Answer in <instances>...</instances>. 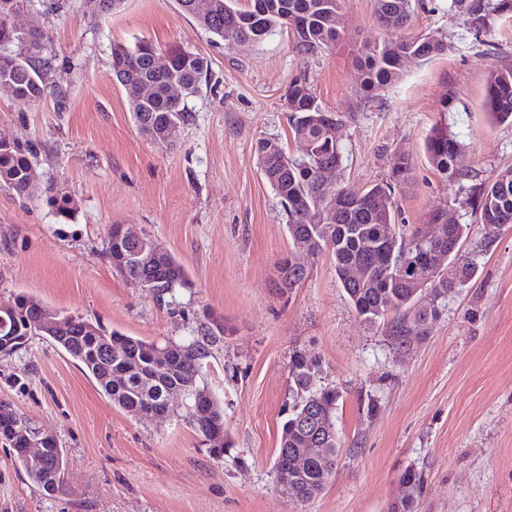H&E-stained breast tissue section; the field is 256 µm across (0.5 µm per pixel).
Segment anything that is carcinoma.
Segmentation results:
<instances>
[{
  "label": "carcinoma",
  "mask_w": 512,
  "mask_h": 512,
  "mask_svg": "<svg viewBox=\"0 0 512 512\" xmlns=\"http://www.w3.org/2000/svg\"><path fill=\"white\" fill-rule=\"evenodd\" d=\"M32 0H0V86L15 99L36 101L48 92L46 76L49 59L43 56L44 35L37 31L21 32L14 28L10 13L19 3ZM250 0L245 8L237 0H213L212 14L203 23L205 30L232 49V43L245 38L260 43L273 32L285 29L292 34V48L301 54L324 50L341 39L340 26L333 15L339 14L342 0ZM468 16V33L478 41L487 32L491 19L512 17V0H453ZM380 26L407 28L412 18L411 0H375ZM448 45L436 33L403 37L364 46L356 57L361 72V91L373 97L398 80L405 60H428L447 51ZM155 45L140 40L132 47L116 45L112 49V75L123 88L137 127L154 136L167 127L184 124L189 119L184 105L171 99L168 88L174 81L186 89V97L198 94L209 83L210 71L205 57L194 52L167 51L168 66L153 64ZM152 87V94L137 101L139 86ZM291 104L289 124L294 137L317 141V151L291 157L283 147L271 150L268 140L261 139L255 151L263 175L279 198L287 217L288 233L293 241L308 244L315 254L332 255L336 276L356 312L368 322L382 321L388 346L395 352L411 347L426 335L427 328L439 318L440 309L463 282L472 278V263L460 262L461 241L469 232L466 224L442 225L441 234L426 241L420 237L419 225H396L392 195L394 186L409 178L412 170L408 154L394 155L390 182L376 184L369 190L354 192L341 182L342 150L339 142L321 137L322 127L339 115L329 112L318 102L304 79L291 82L285 93ZM490 115L498 122H512V68L491 72L488 83ZM461 143L437 124L425 141V151L432 167L445 179L459 182L466 174L455 168L454 160ZM33 149L0 138V182L16 194L31 190L29 170ZM336 169L331 191L317 182L316 170L323 166ZM470 205L479 223L496 232L512 224V168L499 172L474 192ZM121 245L112 255V267L139 288L150 290L158 299L187 282L185 267L169 252L144 265L135 259L139 245L135 241L115 240ZM448 253V270L437 272L423 257ZM417 260L419 288L404 268V261ZM364 269L360 280L349 277L352 267ZM41 301L24 293L0 307V341L9 337L13 344L0 353L9 355L24 347L37 334L34 322ZM56 344L83 365L101 391L124 411L135 412L150 407L168 415L171 407L162 401L168 391H181L190 400L189 412L194 427L208 440H224V410L215 397L201 386L204 353L195 343L166 341L159 343L119 331H105L93 324L83 331H71ZM168 351L165 368L158 369L156 352ZM289 378L292 402L282 425L276 465L293 468L299 449L319 441L323 457L311 460L302 470L293 472V491L289 497L305 503L317 496L331 479L338 461L340 441L336 429L335 389L319 384L315 361L301 353L290 360ZM8 441L15 463L31 482L47 494L66 491L64 473L66 455L56 438L47 442L46 466H58L56 481H51L29 464L22 437L0 432ZM402 484L422 492V472L405 469Z\"/></svg>",
  "instance_id": "carcinoma-1"
}]
</instances>
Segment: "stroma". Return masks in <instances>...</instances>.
<instances>
[{"label": "stroma", "instance_id": "1", "mask_svg": "<svg viewBox=\"0 0 512 512\" xmlns=\"http://www.w3.org/2000/svg\"><path fill=\"white\" fill-rule=\"evenodd\" d=\"M54 3L48 11L34 0L15 23L47 34L48 79L62 95L22 102L0 90V136L35 151L31 195L0 185V306L24 293L108 330L198 342L230 446L223 459L210 455L180 395L168 417L131 416L36 335L0 354V400L59 441L67 490L39 491L0 447V512H388L409 467L425 477L418 512H512V226L489 233L467 203L512 168V124L493 122L485 107L491 69L512 67V19H495L476 41L452 0H416L404 31L378 24L374 0H343L341 40L303 55L283 30L225 49L177 0H122L108 13L89 0ZM428 32L447 52L405 63L398 82L362 99L358 47ZM138 39L210 64L208 88L187 99L189 120L170 142L139 132L112 75L113 45ZM298 78L342 117L344 186L388 181L394 153L405 152L413 168L394 191L398 222L443 210L470 227L461 254L475 275L408 351L393 353L382 323L357 314L330 254L294 246L262 175L258 140L301 152L282 104ZM442 119L463 144L460 183L445 181L424 152ZM57 194L70 199V216L51 205ZM114 224L149 234L188 283L161 300L130 284L105 254ZM288 256L309 275L284 293ZM296 351L316 357L340 394L336 472L303 504L281 493L274 468Z\"/></svg>", "mask_w": 512, "mask_h": 512}]
</instances>
